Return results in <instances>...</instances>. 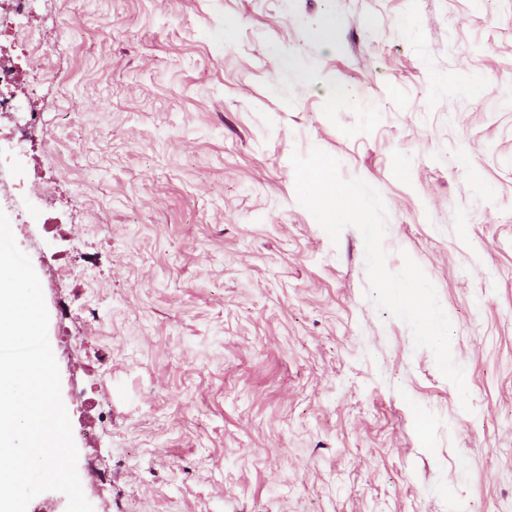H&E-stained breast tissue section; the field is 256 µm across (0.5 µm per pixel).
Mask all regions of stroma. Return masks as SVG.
<instances>
[{"instance_id":"35a3bbf8","label":"stroma","mask_w":512,"mask_h":512,"mask_svg":"<svg viewBox=\"0 0 512 512\" xmlns=\"http://www.w3.org/2000/svg\"><path fill=\"white\" fill-rule=\"evenodd\" d=\"M31 24L54 67L0 161L53 189L23 250L94 512H512V0H39ZM315 147L382 195L469 407L375 306L360 232L298 203Z\"/></svg>"}]
</instances>
